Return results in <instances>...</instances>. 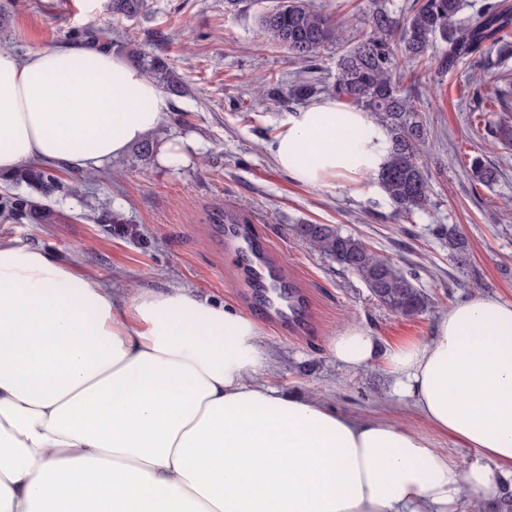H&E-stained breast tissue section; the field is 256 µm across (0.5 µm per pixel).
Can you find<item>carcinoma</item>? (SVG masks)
Segmentation results:
<instances>
[{"instance_id":"1","label":"carcinoma","mask_w":512,"mask_h":512,"mask_svg":"<svg viewBox=\"0 0 512 512\" xmlns=\"http://www.w3.org/2000/svg\"><path fill=\"white\" fill-rule=\"evenodd\" d=\"M368 13L370 33L343 38L339 23L315 9L308 0H272L258 23L267 40L288 51L301 66L300 81L293 86L295 99L307 100L325 92L344 103L373 114L390 135L389 160L378 179L394 212L412 219L425 210L430 199L428 178L421 161L427 127L416 115L399 80L416 81L417 68L445 74L465 59L481 58L495 50L512 54V7L503 0L488 2L464 22L456 21L463 0H413L409 16L402 21L386 7L385 0H371ZM146 0H110L112 16L133 18L143 13ZM84 43L101 51L112 50L108 31L91 22L81 32ZM341 44L338 76L332 84L310 77L322 50ZM437 52H432L435 46ZM126 57L141 68L165 92L178 97L186 93L177 68L167 54L147 51L139 45L123 46ZM474 179L490 184L496 172L476 156L471 161ZM15 185H25L42 194L57 187L54 176L38 165L23 166L6 177ZM299 237L315 251L354 272L371 294L388 309L415 316L427 309L429 301L415 278L404 273L389 259L367 246L361 239L343 234L330 224H298ZM448 248L457 265L468 263L465 239L448 229Z\"/></svg>"}]
</instances>
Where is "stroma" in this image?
Listing matches in <instances>:
<instances>
[{
  "mask_svg": "<svg viewBox=\"0 0 512 512\" xmlns=\"http://www.w3.org/2000/svg\"><path fill=\"white\" fill-rule=\"evenodd\" d=\"M109 0H0V50L19 55L78 43L88 19L114 40H167L188 93L172 100L171 113L153 135L158 145H179L184 163L128 150L106 163L79 194L74 173L56 169L58 187L42 195L0 182V200L24 198L39 205L0 215V239L75 257L82 270L137 293L184 287L249 315L246 274L226 249L216 211L248 220L251 241L269 245L270 257L306 296L310 317L295 334L262 321L272 352L268 369L281 391L322 397L338 411L418 424L411 397L394 393L383 360L351 370L331 355L329 338L355 322L377 336L382 350L430 336L435 320L483 293L512 302V143L487 137V120L512 126V108L495 94L512 84V59L490 56L461 62L445 74L426 73L406 94L428 127L422 162L430 200L413 222L401 221L380 193L354 195L343 187L313 188L282 173L265 144L281 119L302 108L279 101L271 88L288 91L298 69L288 52L260 35L264 0H147V11L113 19ZM340 22L345 34H366L368 0H314ZM496 172L485 185L470 176L473 157ZM120 214L118 224L106 212ZM332 224L360 238L397 267L415 273L427 309L404 317L380 305L352 271L299 240V224ZM455 228L470 261L458 267L441 226Z\"/></svg>",
  "mask_w": 512,
  "mask_h": 512,
  "instance_id": "obj_1",
  "label": "stroma"
}]
</instances>
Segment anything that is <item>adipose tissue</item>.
Here are the masks:
<instances>
[{
	"instance_id": "1",
	"label": "adipose tissue",
	"mask_w": 512,
	"mask_h": 512,
	"mask_svg": "<svg viewBox=\"0 0 512 512\" xmlns=\"http://www.w3.org/2000/svg\"><path fill=\"white\" fill-rule=\"evenodd\" d=\"M124 55L0 51V174H88L168 117ZM385 127L333 98L268 150L315 188L378 190ZM337 362L384 357L424 424L337 411L267 380L261 326L188 288L128 295L59 254L0 241V512H458L512 477V303L478 295L423 341L380 351L350 323ZM472 449L467 467L428 430Z\"/></svg>"
}]
</instances>
